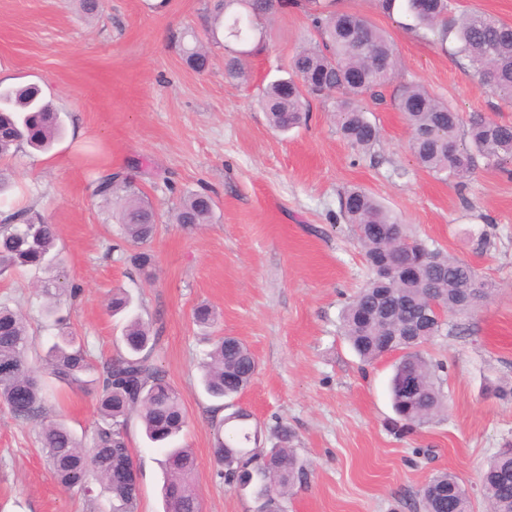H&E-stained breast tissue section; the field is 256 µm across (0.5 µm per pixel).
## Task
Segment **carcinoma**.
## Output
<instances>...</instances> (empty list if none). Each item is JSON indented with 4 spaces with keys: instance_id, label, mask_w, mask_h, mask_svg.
I'll use <instances>...</instances> for the list:
<instances>
[{
    "instance_id": "cac0c4a2",
    "label": "carcinoma",
    "mask_w": 512,
    "mask_h": 512,
    "mask_svg": "<svg viewBox=\"0 0 512 512\" xmlns=\"http://www.w3.org/2000/svg\"><path fill=\"white\" fill-rule=\"evenodd\" d=\"M290 0H214L212 19L224 31V77L244 81L248 58L263 41L255 21L269 19ZM313 37L292 57L285 77L270 81L260 105L270 126L280 132L306 123L310 99L331 107L336 131L355 150L368 151L380 141V131L361 104V97H383L382 90L399 77L397 50L389 37L367 18L334 9V0H311ZM391 14L405 12L412 30L437 45L455 41L457 53L468 60L482 85L512 105V25L474 11L459 14L456 0H379ZM187 63L202 72L210 64L202 39L191 35L183 44ZM395 106L403 112L410 133L409 148L422 169L443 181L464 182L480 167L512 158V124L459 113L413 81L400 85ZM63 133V121L39 90L25 85L0 89V159L26 145L47 151ZM94 193L114 200L121 234L131 250L120 251L118 261L130 262L150 275L151 255L144 247L154 238L160 215L148 197L122 170H109L95 179ZM213 200L204 193H188L175 214L187 229L208 224ZM340 210L364 251L371 275L340 316V332L360 359L371 363L401 350L390 383L397 419L392 429L410 434L429 423L443 409L436 383L438 366L420 352L424 337L439 335L446 325L432 311L438 303L446 312L463 314L473 308L467 284L477 279L472 266L442 253L426 241L409 236L399 220L362 189L341 196ZM53 225L33 209L0 219V277L18 269L52 270L61 264ZM49 303L44 312L58 327L40 358L28 361L35 340L22 312L0 304V407L16 419L41 420L46 414L42 376L73 391L96 392V426L90 443L75 436L62 422L42 424L40 438L47 464L67 491L85 497L97 482L112 497V512H137L140 488L130 475L133 462L127 427L137 416L146 437L167 445L164 459V512H201L193 474L195 457L175 441L187 424L180 397L165 373L151 360L155 340L140 317L128 318L121 336L124 352L93 364L85 345L76 338L60 305L79 289L66 283L44 288ZM132 297L112 289L107 307L116 315L128 310ZM201 383L213 399L227 405L251 383L258 362L238 338L220 336L206 352ZM407 373L418 383L414 394L399 387ZM251 415L237 408L214 426L213 454L223 466L224 482L241 490L267 493L274 512L291 491L307 482L308 472L290 446L285 428L274 432L277 442L255 448L259 432L251 429ZM481 492L489 512H512V446L499 449L485 464ZM422 512H471L467 489L447 471L434 474L423 486Z\"/></svg>"
}]
</instances>
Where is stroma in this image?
I'll return each mask as SVG.
<instances>
[{
  "mask_svg": "<svg viewBox=\"0 0 512 512\" xmlns=\"http://www.w3.org/2000/svg\"><path fill=\"white\" fill-rule=\"evenodd\" d=\"M212 0H102L85 14L78 0H0V87L33 83L59 110L63 139L47 153L19 151L0 162L16 185L0 216L32 207L54 224L62 275L79 288L64 303L73 331L94 363L116 356L125 316L111 315L115 288L158 341L151 358L181 397L188 417L179 443L196 459L202 512H257L251 493L224 483L213 454V426L225 412L199 383L197 365L214 337L234 336L259 362L237 398L269 446L287 427L308 469V483L283 502L285 512H418L419 492L436 473L459 475L473 512H485L479 473L512 441V174L480 168L462 184L421 169L409 130L394 106L395 86L366 100L380 129L374 149L354 150L336 132L327 107L312 101L308 124L282 134L258 104L263 87L284 75L310 35L304 5L260 21L262 48L250 78L224 77V45L210 43L212 65L199 73L180 39L210 23ZM338 9L386 31L419 82L462 116L512 123L454 43L437 46L384 13L377 0H337ZM124 169L162 216L149 245L153 276L118 262L122 246L111 202L93 194L106 169ZM350 187L372 194L407 231L470 263L496 291L474 313L451 315L423 356L438 363L444 412L408 435L390 428L388 394L396 354L361 365L339 330L342 308L369 275L340 212ZM214 200L211 223L194 229L174 215L188 193ZM52 274L30 270L0 278V301L28 318L36 348L54 330L40 284ZM218 319L203 328L199 304ZM48 417L77 437L95 428L93 395L48 383ZM37 422L0 408V512H109L102 487L92 498L65 491L53 478ZM127 442L140 485L138 512H163V448L130 419Z\"/></svg>",
  "mask_w": 512,
  "mask_h": 512,
  "instance_id": "1",
  "label": "stroma"
}]
</instances>
